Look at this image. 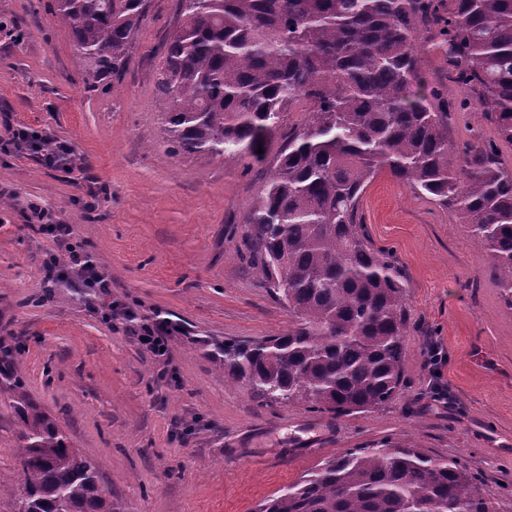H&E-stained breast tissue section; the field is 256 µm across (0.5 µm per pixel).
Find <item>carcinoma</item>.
Listing matches in <instances>:
<instances>
[{
	"mask_svg": "<svg viewBox=\"0 0 512 512\" xmlns=\"http://www.w3.org/2000/svg\"><path fill=\"white\" fill-rule=\"evenodd\" d=\"M149 0H56L93 79L115 76L134 48ZM156 88L176 154L248 155L299 106L275 165L245 217L237 256L288 307V333L226 342L224 375L274 402L333 416L373 410L406 387L410 323L405 279L368 242L360 206L382 172L461 216L512 305V168L474 133L448 140L457 112H480L512 145V0H180ZM448 69L413 97L423 54ZM469 86L463 102L448 83ZM18 416L19 492L0 512H125L101 488L93 458L69 444L17 370L0 388ZM256 512H498L453 459L389 440L332 457Z\"/></svg>",
	"mask_w": 512,
	"mask_h": 512,
	"instance_id": "obj_1",
	"label": "carcinoma"
}]
</instances>
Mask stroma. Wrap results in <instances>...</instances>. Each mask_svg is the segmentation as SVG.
<instances>
[{
	"label": "stroma",
	"mask_w": 512,
	"mask_h": 512,
	"mask_svg": "<svg viewBox=\"0 0 512 512\" xmlns=\"http://www.w3.org/2000/svg\"><path fill=\"white\" fill-rule=\"evenodd\" d=\"M54 11L55 0H0V124L75 155L74 166L49 167L28 150L0 152V345L33 401L93 455L107 495L127 512H254L323 461L388 438L460 460L498 512H512V306L467 225L384 173L362 195L373 246L405 272L413 327L407 387L389 402L334 417L227 381L215 346L293 323L236 254L282 141L261 163L172 152L155 78L179 0H150L121 78L99 81ZM32 202L75 226L111 294L48 280V255L67 251L32 224ZM111 303L175 325L172 377L123 320H103ZM20 428L0 392L2 487L20 486Z\"/></svg>",
	"instance_id": "obj_1"
}]
</instances>
